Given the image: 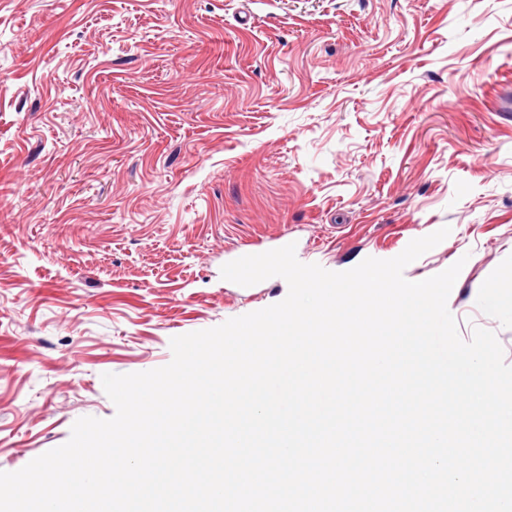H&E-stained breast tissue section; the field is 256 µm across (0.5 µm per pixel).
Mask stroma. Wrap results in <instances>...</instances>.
<instances>
[{"mask_svg":"<svg viewBox=\"0 0 512 512\" xmlns=\"http://www.w3.org/2000/svg\"><path fill=\"white\" fill-rule=\"evenodd\" d=\"M512 0H0V471L108 419L105 373L281 302L295 244L463 268L512 365ZM496 288H489V281Z\"/></svg>","mask_w":512,"mask_h":512,"instance_id":"1","label":"stroma"}]
</instances>
